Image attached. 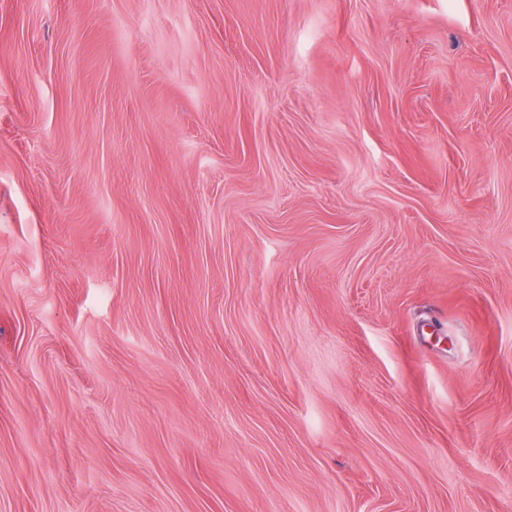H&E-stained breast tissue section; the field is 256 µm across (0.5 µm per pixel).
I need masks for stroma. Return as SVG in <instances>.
<instances>
[{"instance_id": "35a3bbf8", "label": "stroma", "mask_w": 512, "mask_h": 512, "mask_svg": "<svg viewBox=\"0 0 512 512\" xmlns=\"http://www.w3.org/2000/svg\"><path fill=\"white\" fill-rule=\"evenodd\" d=\"M0 512H512V0H0Z\"/></svg>"}]
</instances>
